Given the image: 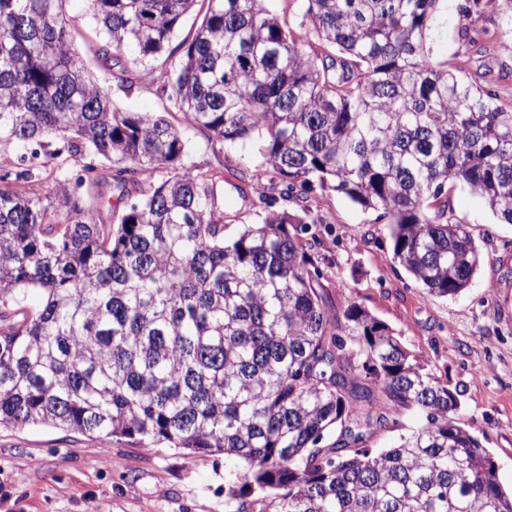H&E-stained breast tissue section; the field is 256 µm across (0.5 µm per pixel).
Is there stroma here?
<instances>
[{"label": "stroma", "instance_id": "obj_1", "mask_svg": "<svg viewBox=\"0 0 512 512\" xmlns=\"http://www.w3.org/2000/svg\"><path fill=\"white\" fill-rule=\"evenodd\" d=\"M446 0L430 33L434 64L468 82L489 76L498 103L512 107V0ZM476 32L478 44L462 36ZM84 62L113 101L129 112H165L187 145L184 168L224 175L229 233L256 220L236 172L262 164L261 143H218L171 111L155 85L124 90L92 57ZM454 221L469 225L483 261L470 288L437 298L393 260L373 212L344 196L314 190L309 205L332 224L320 262L335 311L355 304L388 325L402 343L459 395L456 417L478 435L504 489L512 488V225L498 223L475 195L451 190ZM224 455L147 450L128 439H90L51 425L0 429V512H225Z\"/></svg>", "mask_w": 512, "mask_h": 512}]
</instances>
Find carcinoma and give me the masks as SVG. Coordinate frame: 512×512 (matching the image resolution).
<instances>
[{"label": "carcinoma", "instance_id": "carcinoma-1", "mask_svg": "<svg viewBox=\"0 0 512 512\" xmlns=\"http://www.w3.org/2000/svg\"><path fill=\"white\" fill-rule=\"evenodd\" d=\"M91 2L102 35L89 51L137 66L117 84L152 82L218 143L262 139L251 181L269 212L227 236L224 175L183 170L164 116L115 106L65 0H0V149L36 159L58 141L52 192H28L26 169L0 174V428L233 457L229 512H512L488 449L455 418L458 394L368 311L331 309L323 219L271 210L316 182L375 213L429 294L468 288L482 254L445 187L512 224V109L491 81L430 62L442 0H301L303 37L269 0H206L174 47L196 0ZM165 51L178 63L159 72ZM102 161L119 201L149 171L170 176L100 224ZM404 411L424 424L370 447ZM201 7H202V3L197 2L196 5L193 7V9L190 11V13H188L184 17L181 25L175 31V34L172 38L171 44L173 46L177 45L184 39H188L189 37H191L196 25H198L201 21V18L204 13L206 5H204L202 10H201ZM200 10H201V12H200Z\"/></svg>", "mask_w": 512, "mask_h": 512}]
</instances>
